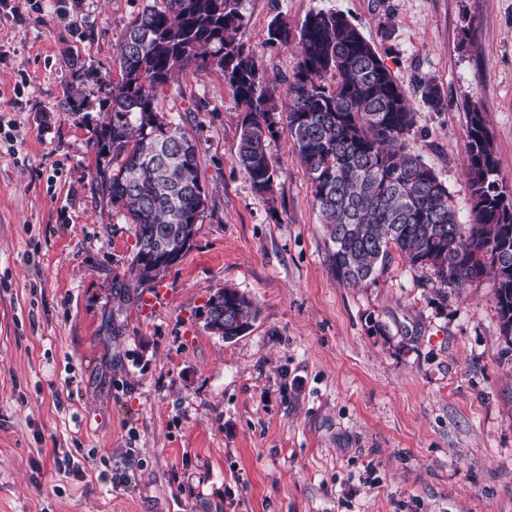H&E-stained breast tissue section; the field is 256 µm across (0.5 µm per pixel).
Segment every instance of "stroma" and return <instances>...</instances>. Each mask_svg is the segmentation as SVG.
Masks as SVG:
<instances>
[{
  "label": "stroma",
  "mask_w": 512,
  "mask_h": 512,
  "mask_svg": "<svg viewBox=\"0 0 512 512\" xmlns=\"http://www.w3.org/2000/svg\"><path fill=\"white\" fill-rule=\"evenodd\" d=\"M0 12V512H512V349L491 278L441 288L394 256L373 284L327 262L287 124L269 143L274 200L236 164L243 117L216 70L177 73L159 109L199 147L208 206L158 285L115 298L134 227L93 190L86 126L63 107L118 78L141 0H13ZM239 42L279 91L293 47L276 15L340 12L379 51L414 113L409 141L461 223L470 102L512 191V0H243ZM436 83L441 110L421 99ZM230 286L259 315L227 342L201 319Z\"/></svg>",
  "instance_id": "35a3bbf8"
}]
</instances>
